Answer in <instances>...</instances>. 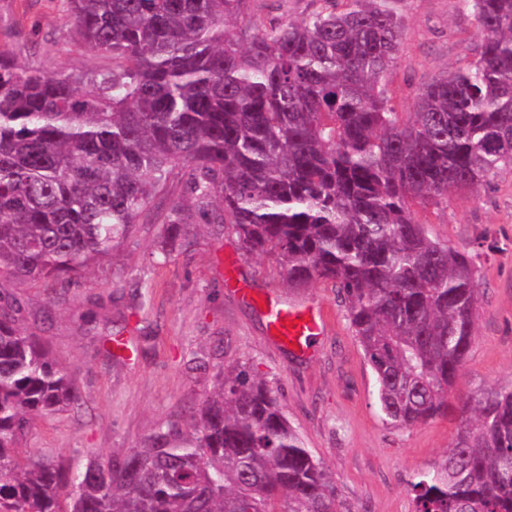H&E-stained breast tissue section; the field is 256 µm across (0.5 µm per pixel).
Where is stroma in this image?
Wrapping results in <instances>:
<instances>
[{
  "label": "stroma",
  "mask_w": 512,
  "mask_h": 512,
  "mask_svg": "<svg viewBox=\"0 0 512 512\" xmlns=\"http://www.w3.org/2000/svg\"><path fill=\"white\" fill-rule=\"evenodd\" d=\"M401 11L402 48L389 85L408 111L432 77L473 59L478 37L457 0H403ZM71 34L68 0H0V49L13 50L25 68L90 74L111 67L110 56ZM185 198L180 178H172L111 257L75 281L48 288L0 280V291L20 307L21 327L81 392L79 404L36 420L23 453L62 456L76 470L92 458L110 460L189 416L215 389L220 371L245 364L277 390L350 512H414L410 484L447 450L457 414L391 426L335 288L289 287L275 261L246 252L228 224L200 221L168 243L167 208ZM416 216L433 236L475 255L478 266L476 339L450 401L512 383V168ZM245 288L321 307L326 332L303 356L280 346L264 314L242 296Z\"/></svg>",
  "instance_id": "1"
}]
</instances>
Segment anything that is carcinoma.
Here are the masks:
<instances>
[{"label": "carcinoma", "mask_w": 512, "mask_h": 512, "mask_svg": "<svg viewBox=\"0 0 512 512\" xmlns=\"http://www.w3.org/2000/svg\"><path fill=\"white\" fill-rule=\"evenodd\" d=\"M251 2L70 0L74 40L112 56L90 78L0 49V278L74 280L177 174L201 219L274 254L288 283H332L390 425L443 417L480 288L475 256L416 212L512 167V0H458L475 57L412 112L388 85L403 0H321L263 27ZM190 218L173 204L168 235ZM18 314L0 294V512H350L241 364L189 419L107 463L21 456L34 421L81 394ZM459 411L448 451L412 483L414 512H512V384Z\"/></svg>", "instance_id": "carcinoma-1"}]
</instances>
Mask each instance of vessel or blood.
<instances>
[{
	"label": "vessel or blood",
	"instance_id": "vessel-or-blood-1",
	"mask_svg": "<svg viewBox=\"0 0 512 512\" xmlns=\"http://www.w3.org/2000/svg\"><path fill=\"white\" fill-rule=\"evenodd\" d=\"M254 302L266 311L271 337L295 352L308 351L326 326L327 318L322 309L288 305L263 296L255 297Z\"/></svg>",
	"mask_w": 512,
	"mask_h": 512
}]
</instances>
